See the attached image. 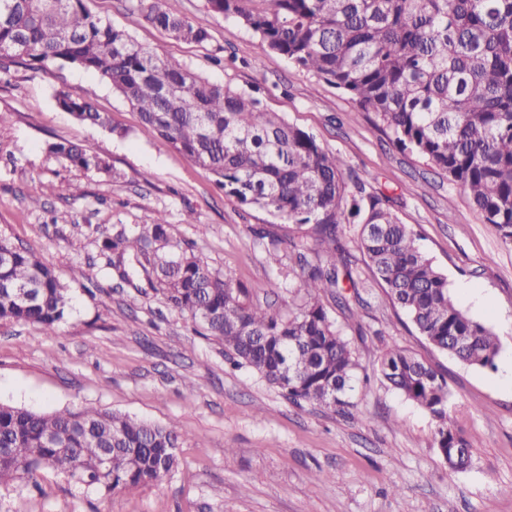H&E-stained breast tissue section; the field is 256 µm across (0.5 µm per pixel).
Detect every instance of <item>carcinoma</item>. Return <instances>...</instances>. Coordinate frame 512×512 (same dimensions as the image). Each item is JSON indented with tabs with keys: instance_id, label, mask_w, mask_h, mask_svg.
Listing matches in <instances>:
<instances>
[{
	"instance_id": "cac0c4a2",
	"label": "carcinoma",
	"mask_w": 512,
	"mask_h": 512,
	"mask_svg": "<svg viewBox=\"0 0 512 512\" xmlns=\"http://www.w3.org/2000/svg\"><path fill=\"white\" fill-rule=\"evenodd\" d=\"M178 0H137L143 19L177 40L204 43ZM206 9L258 36L266 50L348 95L397 145L448 175L504 242L512 243V0H205ZM30 68L59 61L106 80L138 113L143 129L209 170L226 196L290 224L271 239L269 260L299 269L306 304L296 314L252 302L253 289L211 270L193 246L168 234L161 213L135 238L104 237L107 265L130 286L149 288L187 316L292 403L351 415L355 350L322 298L348 306L356 287L344 226H361L358 247L390 301L430 344L460 362L494 368L496 335L453 300L389 198L346 178V161L307 131L270 112L252 91L214 84L137 43L93 14L87 0H0V57ZM77 120L115 131L92 95L56 94ZM49 151L74 167L109 173L103 159L70 143ZM71 296L36 253L0 239V323L52 332ZM389 387L425 410L448 466L472 465L449 413L441 373L416 356L389 351ZM172 427L97 408L35 412L0 403V481L51 469L111 493L159 483L177 465Z\"/></svg>"
}]
</instances>
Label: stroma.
<instances>
[{"mask_svg": "<svg viewBox=\"0 0 512 512\" xmlns=\"http://www.w3.org/2000/svg\"><path fill=\"white\" fill-rule=\"evenodd\" d=\"M91 11L210 82L257 89L263 106L313 133L350 169L388 195L448 289L499 340L496 366L463 364L429 344L365 263L362 304L332 307L369 379L359 419L295 405L153 291L118 287L100 255L103 236L164 213L172 237L192 241L209 267L254 286L253 300L294 313L306 301L296 275L268 261L252 229L266 212L225 196L215 177L146 132L136 111L95 74L61 63L30 69L0 60V237L34 250L71 294L55 332L0 324V402L33 411L92 407L176 428L179 464L162 482L101 494L52 470L0 484V512H512V244L467 195L417 155L400 150L348 95L265 52L259 39L205 0L180 12L208 29L198 44L145 22L131 0H88ZM93 93L106 130L58 107L57 91ZM74 143L111 174L69 166L49 151ZM83 194L72 198L70 185ZM194 223H187V216ZM400 349L443 374L449 411L473 465L449 470L424 410L382 382L381 360Z\"/></svg>", "mask_w": 512, "mask_h": 512, "instance_id": "35a3bbf8", "label": "stroma"}]
</instances>
